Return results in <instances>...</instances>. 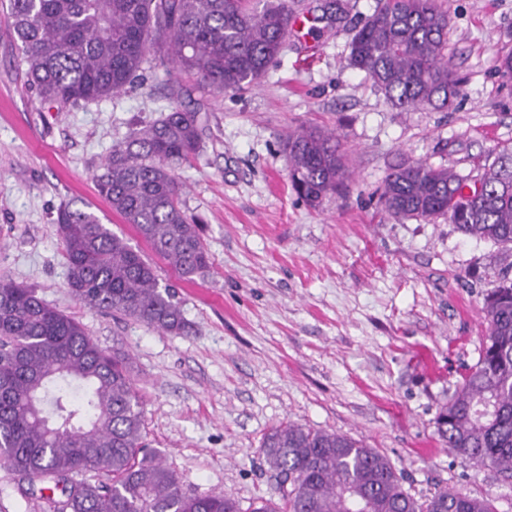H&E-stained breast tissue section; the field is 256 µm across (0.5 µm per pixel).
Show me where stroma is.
<instances>
[{"mask_svg":"<svg viewBox=\"0 0 512 512\" xmlns=\"http://www.w3.org/2000/svg\"><path fill=\"white\" fill-rule=\"evenodd\" d=\"M305 26L243 94L187 84L202 148L176 170L183 209L213 265L187 280L155 260L191 333L177 336L90 310L66 288L55 218L87 202L137 249L144 242L99 195L94 175L130 123L170 101L164 70L143 85L59 111L24 83L0 0V280L36 289L105 349L129 353L145 396L146 439L188 494L220 492L241 508L275 494L259 451L283 421L347 434L378 449L422 500L444 487L512 512V480L442 445L438 409L475 364L484 297L507 266L491 242L456 225L400 221L380 202L406 159L462 172L512 143V84L495 67L512 49V0H446L448 56L465 82L450 108L402 112L348 66L357 21L376 0H295ZM300 127L336 133L351 175L312 207L292 191L283 139ZM0 512H52L0 466Z\"/></svg>","mask_w":512,"mask_h":512,"instance_id":"1","label":"stroma"}]
</instances>
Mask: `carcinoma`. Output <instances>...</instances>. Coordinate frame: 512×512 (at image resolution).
<instances>
[{"label": "carcinoma", "instance_id": "obj_1", "mask_svg": "<svg viewBox=\"0 0 512 512\" xmlns=\"http://www.w3.org/2000/svg\"><path fill=\"white\" fill-rule=\"evenodd\" d=\"M294 17L289 0H9L8 21L27 81L61 108L100 101L143 81L163 57L201 88L244 93L280 56ZM448 10L439 0H376L355 27L348 64L395 108L447 107L462 92L448 60ZM512 82V50L496 59ZM170 109L132 124L94 175L98 190L151 252L186 279L211 267L199 228L181 208L175 174L200 149L198 114L167 81ZM291 185L318 207L348 176L336 134L298 129L285 141ZM382 200L401 220L443 218L467 237L501 247L512 271V144L476 175L424 160L386 174ZM55 223L70 295L90 310L189 334L180 304L153 263L90 206L67 204ZM477 362L436 415L440 441L477 468L512 475V278L486 294ZM142 397L129 354L107 352L83 325L35 289L0 280V462L25 496L61 492L57 512H242L222 494L188 495L144 444ZM260 451L280 478L278 499L247 512H497L483 497L440 489L420 502L390 459L345 434L295 422L272 428ZM104 470L109 481L77 480Z\"/></svg>", "mask_w": 512, "mask_h": 512}]
</instances>
